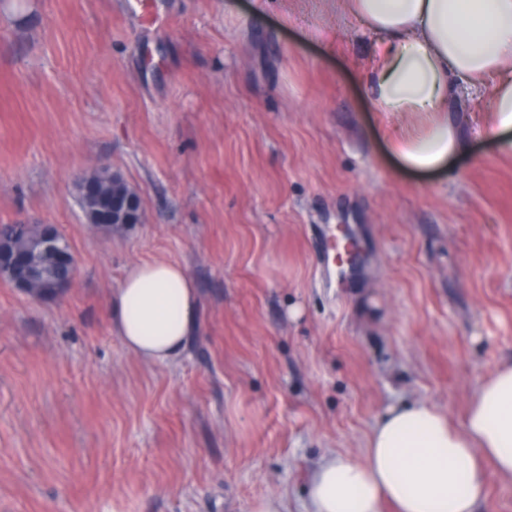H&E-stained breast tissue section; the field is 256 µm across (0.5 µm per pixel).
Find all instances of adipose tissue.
I'll list each match as a JSON object with an SVG mask.
<instances>
[{"mask_svg":"<svg viewBox=\"0 0 512 512\" xmlns=\"http://www.w3.org/2000/svg\"><path fill=\"white\" fill-rule=\"evenodd\" d=\"M376 37L366 90L381 112H432L424 131L389 144L419 171L445 166L462 149L446 115L449 98L490 87L484 134L512 151V0H346ZM113 333L140 360L176 361L193 336L198 296L187 269L151 261L128 267L112 294ZM512 477V363L497 368L473 398L462 427L426 404L395 406L374 427L365 457H325L310 477L306 512H480L484 459Z\"/></svg>","mask_w":512,"mask_h":512,"instance_id":"ef3b65f1","label":"adipose tissue"}]
</instances>
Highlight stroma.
<instances>
[{
  "mask_svg": "<svg viewBox=\"0 0 512 512\" xmlns=\"http://www.w3.org/2000/svg\"><path fill=\"white\" fill-rule=\"evenodd\" d=\"M0 0V224H52L75 273L0 276V512H303L320 459H363L388 408L461 423L512 362V153L490 96L448 103L463 152L389 153L425 113H381L374 44L340 0ZM106 165L141 221L87 223ZM362 261L329 277L326 225ZM185 265L198 328L147 365L116 336L132 264ZM40 264L41 274L29 291L37 296L53 295L56 293L54 287L62 275L61 265L53 254L42 255Z\"/></svg>",
  "mask_w": 512,
  "mask_h": 512,
  "instance_id": "35a3bbf8",
  "label": "stroma"
}]
</instances>
